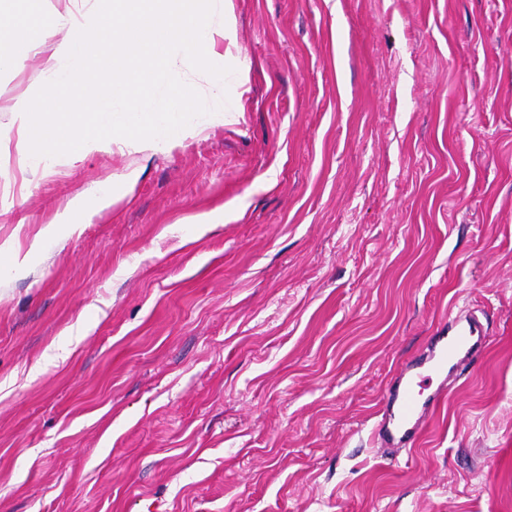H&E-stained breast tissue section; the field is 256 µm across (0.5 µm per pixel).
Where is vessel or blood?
<instances>
[{"label":"vessel or blood","instance_id":"1","mask_svg":"<svg viewBox=\"0 0 512 512\" xmlns=\"http://www.w3.org/2000/svg\"><path fill=\"white\" fill-rule=\"evenodd\" d=\"M483 347L479 323L460 321L449 313L426 351L409 361L390 387L372 429L382 446L410 448L416 445L427 422L444 401L445 382L463 360L478 355Z\"/></svg>","mask_w":512,"mask_h":512}]
</instances>
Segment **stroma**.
<instances>
[{
	"instance_id": "stroma-1",
	"label": "stroma",
	"mask_w": 512,
	"mask_h": 512,
	"mask_svg": "<svg viewBox=\"0 0 512 512\" xmlns=\"http://www.w3.org/2000/svg\"><path fill=\"white\" fill-rule=\"evenodd\" d=\"M232 6L201 133L38 177L0 152V243L83 224L0 275V512H512V0ZM454 304L487 347L385 455Z\"/></svg>"
}]
</instances>
